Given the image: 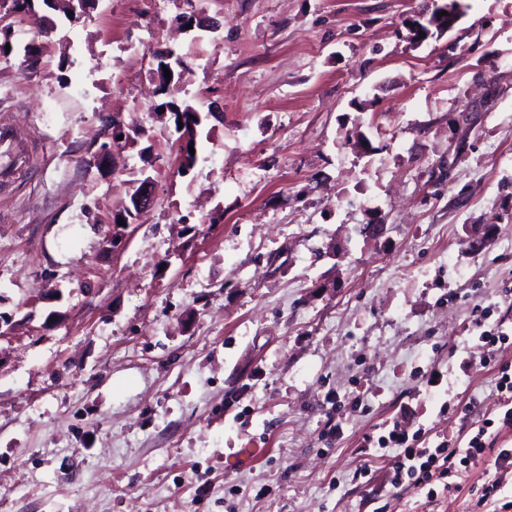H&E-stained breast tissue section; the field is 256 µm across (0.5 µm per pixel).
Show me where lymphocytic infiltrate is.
Wrapping results in <instances>:
<instances>
[{
    "label": "lymphocytic infiltrate",
    "mask_w": 512,
    "mask_h": 512,
    "mask_svg": "<svg viewBox=\"0 0 512 512\" xmlns=\"http://www.w3.org/2000/svg\"><path fill=\"white\" fill-rule=\"evenodd\" d=\"M479 354L468 358L466 368L471 374L494 372L495 389L501 415L487 413L480 426L470 432L467 441L451 436L442 438L437 444L425 443V429L415 427L410 412H403L393 420L387 434L379 437L376 457H390L389 467L384 470V480L393 488H416L443 484L445 490L461 492L458 468L473 460H490L498 479L483 486L482 500H489L499 491L503 481L512 478V448H502L494 456H487L488 443L485 435L490 427L499 432L512 431V366L502 363L501 358L508 342L507 336L482 331L477 338Z\"/></svg>",
    "instance_id": "1"
}]
</instances>
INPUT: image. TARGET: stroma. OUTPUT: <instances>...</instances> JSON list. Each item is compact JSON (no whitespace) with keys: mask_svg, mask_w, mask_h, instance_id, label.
Returning <instances> with one entry per match:
<instances>
[{"mask_svg":"<svg viewBox=\"0 0 512 512\" xmlns=\"http://www.w3.org/2000/svg\"><path fill=\"white\" fill-rule=\"evenodd\" d=\"M431 3L207 0L199 43L169 0H35L55 34L0 62V512H471L494 469L432 506L359 453L404 409L481 420L493 375L460 363L512 337V0L416 41ZM149 9L187 63L166 95ZM189 95L223 117L182 176L158 107ZM108 115L147 137L112 148Z\"/></svg>","mask_w":512,"mask_h":512,"instance_id":"obj_1","label":"stroma"}]
</instances>
